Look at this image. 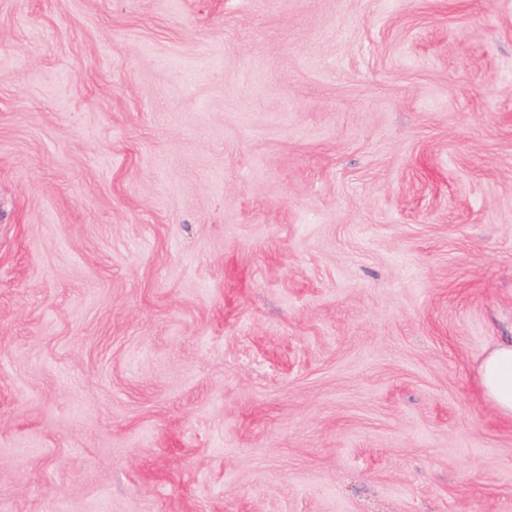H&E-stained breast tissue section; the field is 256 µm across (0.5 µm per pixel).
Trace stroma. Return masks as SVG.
<instances>
[{
  "instance_id": "35a3bbf8",
  "label": "stroma",
  "mask_w": 512,
  "mask_h": 512,
  "mask_svg": "<svg viewBox=\"0 0 512 512\" xmlns=\"http://www.w3.org/2000/svg\"><path fill=\"white\" fill-rule=\"evenodd\" d=\"M512 0H0V512H512ZM478 376L485 400L501 418L512 421V342L498 341L488 347Z\"/></svg>"
}]
</instances>
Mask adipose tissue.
<instances>
[{"mask_svg":"<svg viewBox=\"0 0 512 512\" xmlns=\"http://www.w3.org/2000/svg\"><path fill=\"white\" fill-rule=\"evenodd\" d=\"M483 397L503 419L512 421V342L488 347L478 367Z\"/></svg>","mask_w":512,"mask_h":512,"instance_id":"ef3b65f1","label":"adipose tissue"}]
</instances>
